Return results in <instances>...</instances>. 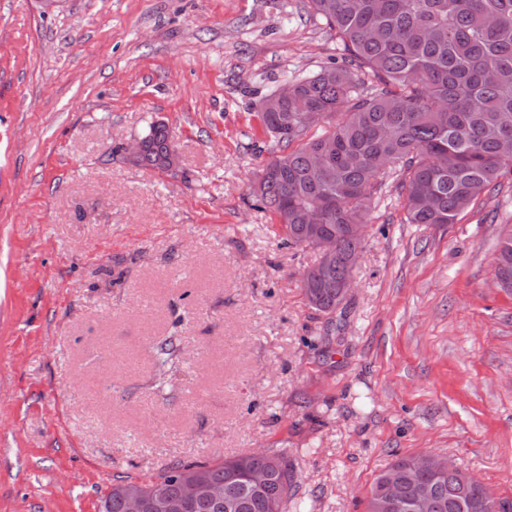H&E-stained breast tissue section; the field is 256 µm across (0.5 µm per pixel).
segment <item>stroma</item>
I'll return each mask as SVG.
<instances>
[{
    "instance_id": "obj_1",
    "label": "stroma",
    "mask_w": 512,
    "mask_h": 512,
    "mask_svg": "<svg viewBox=\"0 0 512 512\" xmlns=\"http://www.w3.org/2000/svg\"><path fill=\"white\" fill-rule=\"evenodd\" d=\"M343 56L306 0H0V512H100L117 477L256 451L294 465L288 512H366L425 453L512 501V177L443 225L387 185L332 335L301 292L319 251L250 194L259 100ZM156 120L168 174L121 150ZM497 277L499 287L512 293V225L500 240L496 254ZM154 351L156 363L151 387L156 393H162L170 384L173 370L180 361L175 332L158 339L155 342Z\"/></svg>"
}]
</instances>
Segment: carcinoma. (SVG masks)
I'll return each mask as SVG.
<instances>
[{
    "label": "carcinoma",
    "instance_id": "carcinoma-1",
    "mask_svg": "<svg viewBox=\"0 0 512 512\" xmlns=\"http://www.w3.org/2000/svg\"><path fill=\"white\" fill-rule=\"evenodd\" d=\"M334 31L347 57L267 95L256 116L278 153L263 167L260 207L273 214L288 248L313 245L307 212L320 209L323 234L336 238L339 262L319 263L301 280L308 306L336 327V295L351 269L340 264L361 252L350 224L371 222L372 201L396 182L408 224H455L482 196L512 173V0H307ZM336 118L320 134L305 117ZM143 166L157 169L171 144L166 125L153 122L142 136ZM499 287L512 293V229L496 254ZM152 389L161 393L179 363L177 337L154 345ZM282 454H243L213 464L177 462L145 481L116 479L103 512H125L132 488H159L180 499L183 480L198 475L224 486L234 512H286L297 483L285 485L274 468ZM411 456L391 464L407 496ZM269 471L259 487L249 472ZM462 470L428 478L429 512H496L494 496ZM387 477L371 486L367 512L384 493Z\"/></svg>",
    "mask_w": 512,
    "mask_h": 512
}]
</instances>
